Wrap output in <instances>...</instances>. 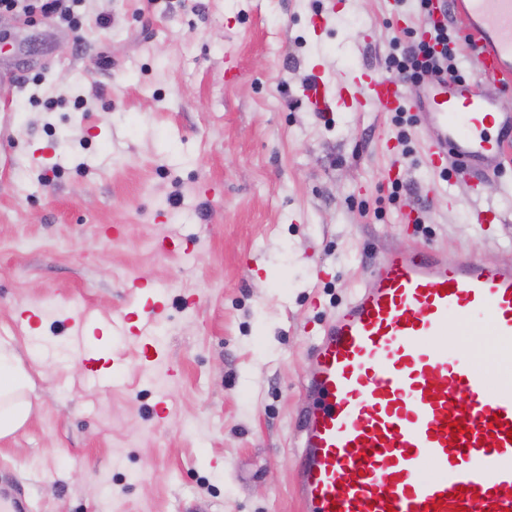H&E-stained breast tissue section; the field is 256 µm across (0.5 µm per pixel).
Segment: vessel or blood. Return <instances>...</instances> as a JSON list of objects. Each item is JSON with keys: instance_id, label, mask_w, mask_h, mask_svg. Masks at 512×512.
I'll list each match as a JSON object with an SVG mask.
<instances>
[{"instance_id": "1", "label": "vessel or blood", "mask_w": 512, "mask_h": 512, "mask_svg": "<svg viewBox=\"0 0 512 512\" xmlns=\"http://www.w3.org/2000/svg\"><path fill=\"white\" fill-rule=\"evenodd\" d=\"M450 6L479 50L475 81L430 76L412 101L378 75L331 84L316 67L302 97L316 112L412 110L432 167L490 178L512 155V113L487 92L512 84V0H432V22ZM484 313L512 364V262L428 246L368 264L303 379L316 396L298 422L304 512H512V378L489 383L441 341Z\"/></svg>"}]
</instances>
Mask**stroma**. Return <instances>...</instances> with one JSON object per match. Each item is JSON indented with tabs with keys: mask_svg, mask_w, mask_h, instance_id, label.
<instances>
[{
	"mask_svg": "<svg viewBox=\"0 0 512 512\" xmlns=\"http://www.w3.org/2000/svg\"><path fill=\"white\" fill-rule=\"evenodd\" d=\"M83 12L77 31L0 28V342L35 401L0 439V483L28 512H301L316 336L381 253L512 261V162L488 185L441 175L416 126L301 100L316 65L395 77L416 0ZM480 209L495 223H473ZM149 299L165 305L156 364L121 329Z\"/></svg>",
	"mask_w": 512,
	"mask_h": 512,
	"instance_id": "35a3bbf8",
	"label": "stroma"
}]
</instances>
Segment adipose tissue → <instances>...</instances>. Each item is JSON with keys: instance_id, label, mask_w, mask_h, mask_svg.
Listing matches in <instances>:
<instances>
[{"instance_id": "1", "label": "adipose tissue", "mask_w": 512, "mask_h": 512, "mask_svg": "<svg viewBox=\"0 0 512 512\" xmlns=\"http://www.w3.org/2000/svg\"><path fill=\"white\" fill-rule=\"evenodd\" d=\"M30 376L9 343H0V439L18 432L33 411Z\"/></svg>"}]
</instances>
